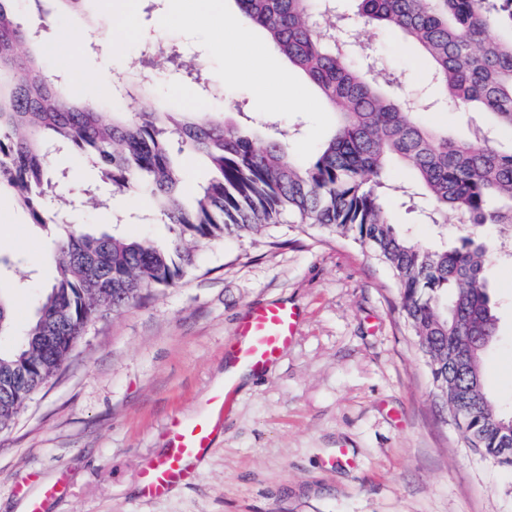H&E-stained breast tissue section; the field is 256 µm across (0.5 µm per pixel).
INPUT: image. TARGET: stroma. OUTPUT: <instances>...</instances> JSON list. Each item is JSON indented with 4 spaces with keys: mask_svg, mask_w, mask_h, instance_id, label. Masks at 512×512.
Wrapping results in <instances>:
<instances>
[{
    "mask_svg": "<svg viewBox=\"0 0 512 512\" xmlns=\"http://www.w3.org/2000/svg\"><path fill=\"white\" fill-rule=\"evenodd\" d=\"M171 2L138 0L139 33L120 46L105 37L108 14L96 0H82L76 12L59 0L17 6L46 70L65 74L68 93L97 111H189L181 92L199 67L212 90L200 109L231 106L299 127L290 150L308 161L336 120L316 87L259 28L252 46L229 40L218 54L207 26L161 24ZM63 32L74 35L81 71L66 69L55 48ZM365 38L387 68L404 72L403 93L426 85L428 63L416 44L394 30ZM278 73L298 100L272 101ZM52 158L67 173L64 222L171 240L146 193L112 194L91 162L70 151ZM386 206L422 244L450 243L468 230L453 217L426 223L396 197ZM56 232L33 223L11 193L0 194V296L16 330L52 283ZM488 275L499 336L487 387L511 410L512 258L493 262ZM282 300L299 315L297 338L249 388L236 389L196 482L141 498V470L165 448L169 421L193 418L215 388L236 325L250 307ZM25 478L32 494L64 484L48 512H512V471L462 447L451 415L435 402L387 267L356 243L290 223L198 249L195 270L175 286L89 324L58 374L0 432V512H26L17 490Z\"/></svg>",
    "mask_w": 512,
    "mask_h": 512,
    "instance_id": "obj_1",
    "label": "stroma"
}]
</instances>
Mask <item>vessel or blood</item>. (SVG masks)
Masks as SVG:
<instances>
[{"mask_svg": "<svg viewBox=\"0 0 512 512\" xmlns=\"http://www.w3.org/2000/svg\"><path fill=\"white\" fill-rule=\"evenodd\" d=\"M297 335V317L283 302L257 306L239 323L231 348L238 363L254 374H263L277 361ZM227 392L214 388L208 399L209 411L194 420H172L168 447L159 458L142 470L140 492L143 497L165 495L173 487L193 481L198 465L211 448L216 429L212 411L223 407Z\"/></svg>", "mask_w": 512, "mask_h": 512, "instance_id": "obj_1", "label": "vessel or blood"}]
</instances>
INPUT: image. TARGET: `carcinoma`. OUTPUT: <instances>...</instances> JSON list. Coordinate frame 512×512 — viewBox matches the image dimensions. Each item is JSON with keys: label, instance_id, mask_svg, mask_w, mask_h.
<instances>
[{"label": "carcinoma", "instance_id": "cac0c4a2", "mask_svg": "<svg viewBox=\"0 0 512 512\" xmlns=\"http://www.w3.org/2000/svg\"><path fill=\"white\" fill-rule=\"evenodd\" d=\"M235 0L242 16L267 32L288 63L317 86L336 114L332 134L306 163L288 150L295 128L245 115L210 112H114L108 116L62 93L33 58L16 22L14 0H0V192L12 193L35 224H54L50 176L56 147L76 151L99 169L112 191H148L155 213L175 232L157 246L123 234L81 233L71 225L55 241L56 275L38 296L27 330L14 333L0 296V431L60 370L83 328L147 291L178 283L196 266L194 248L250 237L289 218L370 248L389 269L399 306L428 365L436 398L455 414L467 407L461 445L512 468V412L485 387V364L498 336L487 270L495 253L463 235L459 245H425L393 223L385 199L394 191L424 202L421 216L445 224L498 226L512 239V0ZM361 29L396 30L418 44L430 64L433 93L411 105L396 91L400 73L386 69ZM485 114L459 140L417 116L429 102ZM204 158L211 177L187 196L177 159ZM399 160L416 178L400 188L386 178Z\"/></svg>", "mask_w": 512, "mask_h": 512}]
</instances>
